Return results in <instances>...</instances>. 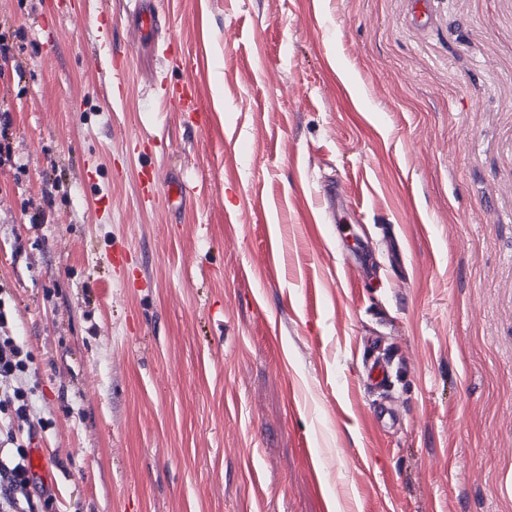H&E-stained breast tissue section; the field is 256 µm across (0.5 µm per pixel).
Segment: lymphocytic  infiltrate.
Instances as JSON below:
<instances>
[{
	"mask_svg": "<svg viewBox=\"0 0 512 512\" xmlns=\"http://www.w3.org/2000/svg\"><path fill=\"white\" fill-rule=\"evenodd\" d=\"M9 23L0 21V62L12 63L11 72L0 69V167L12 164L13 120L6 103L10 77L21 76L15 63L21 48ZM9 310L0 297V512H53L55 498L47 491L30 490V444L47 421H34L33 399L38 392V369L31 352L16 337L6 334Z\"/></svg>",
	"mask_w": 512,
	"mask_h": 512,
	"instance_id": "lymphocytic-infiltrate-1",
	"label": "lymphocytic infiltrate"
}]
</instances>
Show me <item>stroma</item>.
<instances>
[{
    "instance_id": "1",
    "label": "stroma",
    "mask_w": 512,
    "mask_h": 512,
    "mask_svg": "<svg viewBox=\"0 0 512 512\" xmlns=\"http://www.w3.org/2000/svg\"><path fill=\"white\" fill-rule=\"evenodd\" d=\"M134 3L0 0L58 512H512V0H155L150 39ZM19 31H12L11 26L7 22L0 21V61L7 64L9 61L16 62L22 47L17 45L15 39L19 37ZM11 79L14 82L15 76L18 77L19 81L22 76V70L18 62L11 64ZM367 386L370 392H383L391 383L392 375L387 361L374 359L366 365Z\"/></svg>"
}]
</instances>
